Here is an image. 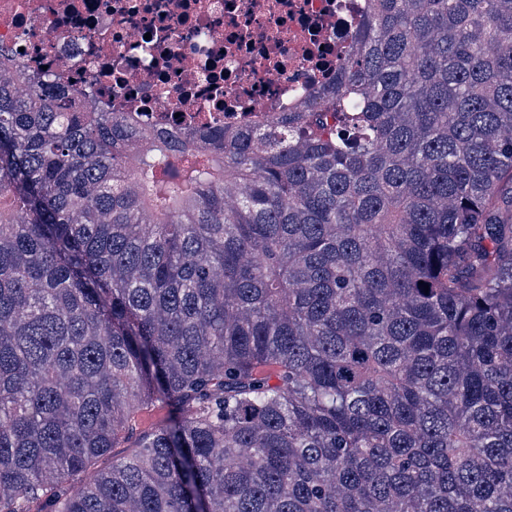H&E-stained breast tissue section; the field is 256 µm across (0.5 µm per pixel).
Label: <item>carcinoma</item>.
<instances>
[{"mask_svg":"<svg viewBox=\"0 0 512 512\" xmlns=\"http://www.w3.org/2000/svg\"><path fill=\"white\" fill-rule=\"evenodd\" d=\"M59 98L0 77V512H512V0H365L249 125Z\"/></svg>","mask_w":512,"mask_h":512,"instance_id":"cac0c4a2","label":"carcinoma"}]
</instances>
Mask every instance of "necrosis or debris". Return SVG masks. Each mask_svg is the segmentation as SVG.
<instances>
[{
	"label": "necrosis or debris",
	"mask_w": 512,
	"mask_h": 512,
	"mask_svg": "<svg viewBox=\"0 0 512 512\" xmlns=\"http://www.w3.org/2000/svg\"><path fill=\"white\" fill-rule=\"evenodd\" d=\"M363 0H0V54L141 127L247 124L336 76ZM209 33L206 42L198 31Z\"/></svg>",
	"instance_id": "obj_1"
}]
</instances>
